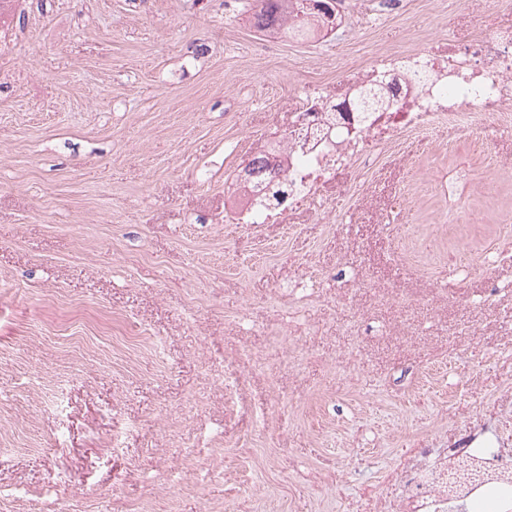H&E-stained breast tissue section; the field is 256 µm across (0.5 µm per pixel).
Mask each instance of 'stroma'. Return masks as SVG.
<instances>
[{
    "label": "stroma",
    "instance_id": "stroma-1",
    "mask_svg": "<svg viewBox=\"0 0 512 512\" xmlns=\"http://www.w3.org/2000/svg\"><path fill=\"white\" fill-rule=\"evenodd\" d=\"M246 4L0 23V512H388L420 449L512 448V124L397 134L279 224L235 208L313 84L512 0H349L270 43Z\"/></svg>",
    "mask_w": 512,
    "mask_h": 512
}]
</instances>
